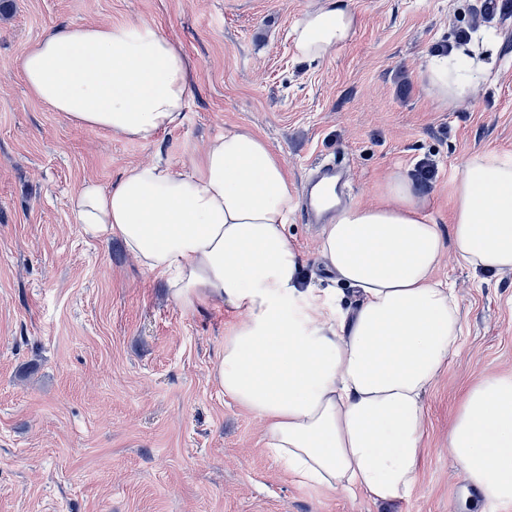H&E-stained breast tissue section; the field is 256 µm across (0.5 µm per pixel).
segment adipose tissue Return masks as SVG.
Instances as JSON below:
<instances>
[{
  "label": "adipose tissue",
  "mask_w": 512,
  "mask_h": 512,
  "mask_svg": "<svg viewBox=\"0 0 512 512\" xmlns=\"http://www.w3.org/2000/svg\"><path fill=\"white\" fill-rule=\"evenodd\" d=\"M356 25L330 0L297 21L295 53L324 58ZM497 43L484 34L468 75L433 55L422 77L442 99H465ZM17 64L28 93L74 124L152 143L183 121L189 62L151 24L58 26ZM383 195L338 211L318 242L327 268L358 297L348 309L330 308L325 290L303 277L287 232L294 193L285 160L251 131L215 138L190 172L140 165L70 198L85 236L121 240L165 277L180 306L218 302L236 314L214 376L262 419L269 454L298 483L362 495L381 512L413 492L424 396L460 348L458 299L436 277L445 254L476 273L512 272V162L468 157L446 233L406 175L391 173ZM448 454L483 500L512 503V375L467 388Z\"/></svg>",
  "instance_id": "adipose-tissue-1"
}]
</instances>
